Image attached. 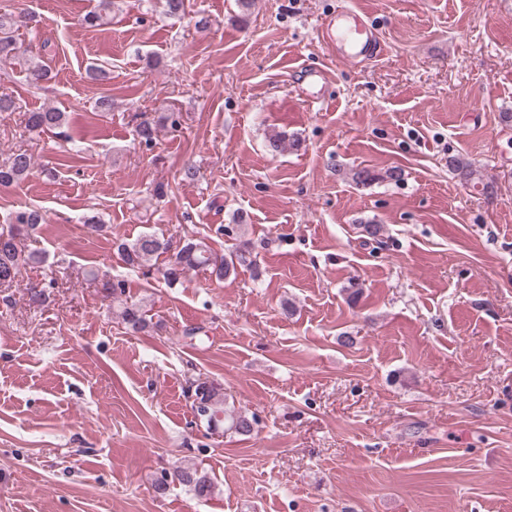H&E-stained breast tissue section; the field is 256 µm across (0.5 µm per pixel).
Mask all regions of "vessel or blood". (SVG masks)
<instances>
[{
  "label": "vessel or blood",
  "mask_w": 512,
  "mask_h": 512,
  "mask_svg": "<svg viewBox=\"0 0 512 512\" xmlns=\"http://www.w3.org/2000/svg\"><path fill=\"white\" fill-rule=\"evenodd\" d=\"M321 34L329 39H340L342 58L351 64L363 63L381 53L380 40L363 17L344 7L339 8L331 17L325 18Z\"/></svg>",
  "instance_id": "b4317fda"
}]
</instances>
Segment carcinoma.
<instances>
[{"label": "carcinoma", "mask_w": 512, "mask_h": 512, "mask_svg": "<svg viewBox=\"0 0 512 512\" xmlns=\"http://www.w3.org/2000/svg\"><path fill=\"white\" fill-rule=\"evenodd\" d=\"M22 19L0 14V60L11 59L18 53L15 30ZM27 83L39 87L50 80L49 68L43 64H30L25 69ZM26 127L32 131H54L65 135L67 119L65 113L54 109H44L27 113ZM156 128L153 122L142 119L136 126L139 143L150 147L155 140ZM461 180L472 187L482 186L486 195L494 193V186L483 179L480 170L472 165L456 160L452 163ZM32 169L31 156L26 153H14L9 161L0 165V186H9L26 178ZM45 223L43 213L36 208H27L14 212L5 225H0V283H10L17 277L19 268L28 263H36L39 256L25 255L19 250L17 238L22 231H32ZM126 263L132 268H141L152 259L167 252H172L165 266V281L174 284L186 273L209 268L221 280L235 270V263L247 261V245L228 257L217 256L201 240L188 239L171 251L172 242L160 239L152 234H144L131 243L121 242L117 245ZM123 321L134 330L146 327L147 321L141 307L130 305L122 311ZM192 389V410L195 419L207 426L209 430L222 429L224 432L248 436L257 432L259 422L254 416L242 413H228L222 408L224 395L220 390L206 381H194ZM172 484L192 488L198 495L206 496L211 492V482L205 473L196 467H177L164 475L154 484L155 493L164 496Z\"/></svg>", "instance_id": "carcinoma-1"}]
</instances>
